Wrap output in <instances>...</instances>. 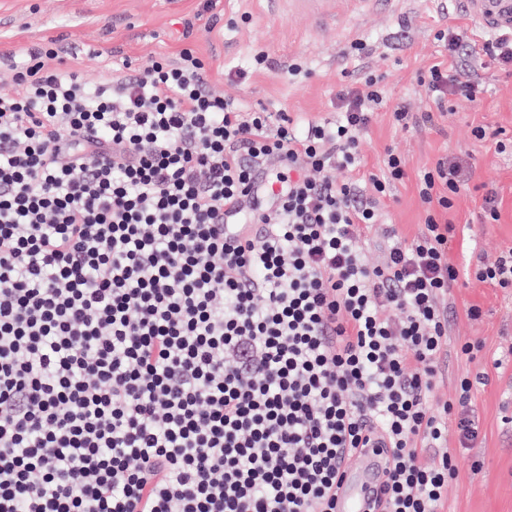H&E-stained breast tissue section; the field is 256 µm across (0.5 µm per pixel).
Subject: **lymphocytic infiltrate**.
<instances>
[{
	"mask_svg": "<svg viewBox=\"0 0 512 512\" xmlns=\"http://www.w3.org/2000/svg\"><path fill=\"white\" fill-rule=\"evenodd\" d=\"M418 72L430 110L388 105L384 77L342 85L333 118L215 94L191 48L88 87L57 42L6 58L0 96V512H336L344 462L387 455L380 512H445L479 435L448 358L444 213L466 184L419 179L413 239L381 223L401 159L357 177L376 112L431 122L480 106L474 65L512 73V38L437 33ZM258 231L224 242V207ZM458 446L450 448L449 434Z\"/></svg>",
	"mask_w": 512,
	"mask_h": 512,
	"instance_id": "f902f5d3",
	"label": "lymphocytic infiltrate"
}]
</instances>
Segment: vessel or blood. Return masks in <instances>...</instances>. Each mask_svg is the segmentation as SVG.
<instances>
[{"label":"vessel or blood","instance_id":"1","mask_svg":"<svg viewBox=\"0 0 512 512\" xmlns=\"http://www.w3.org/2000/svg\"><path fill=\"white\" fill-rule=\"evenodd\" d=\"M468 14L489 33L512 32V0H463ZM386 467L377 448L362 449L348 464L339 480L337 512H368Z\"/></svg>","mask_w":512,"mask_h":512}]
</instances>
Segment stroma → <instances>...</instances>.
<instances>
[{
	"mask_svg": "<svg viewBox=\"0 0 512 512\" xmlns=\"http://www.w3.org/2000/svg\"><path fill=\"white\" fill-rule=\"evenodd\" d=\"M483 32L467 15L445 11L440 0H373L360 6L342 0L337 17L316 21L297 12L287 0H0V56L21 44L60 39L76 54L85 82L96 86L109 69L122 64L145 67L152 58L176 56L191 46L211 66V85L225 97L255 106L283 108L292 116L315 120L332 116L345 73L374 70L385 77L391 101H405L424 111L428 97L416 81L418 71L448 58V49L434 34L440 29ZM366 41L371 51L347 56L350 41ZM264 50L274 69L253 67V50ZM304 61L312 72L304 81L289 80L286 66ZM477 74L487 91L481 110L463 99L453 100L435 115L432 128L404 130L381 111L361 145L362 170L374 173L386 150L405 163L408 177L392 188L384 223L372 225L363 238L369 262H377L386 225H396L403 237L424 228L425 207L418 194L420 174L446 155L456 154L473 177L461 189L448 213L464 241H453L450 261L461 273L448 302L454 308L448 330V364L438 395L452 398L462 377L487 375L471 397L480 425L473 447L458 455L459 475L448 485V512H512V363L495 368L494 360L512 348V288L482 283L466 268L476 256L495 259L512 249V150L499 152L492 137L499 130L512 135V78L486 62ZM482 125L489 138L472 134ZM494 190L499 219L483 221V195ZM479 319L466 315L469 307ZM480 340L475 358L462 354L468 341ZM480 470H473V463Z\"/></svg>",
	"mask_w": 512,
	"mask_h": 512,
	"instance_id": "stroma-1",
	"label": "stroma"
}]
</instances>
